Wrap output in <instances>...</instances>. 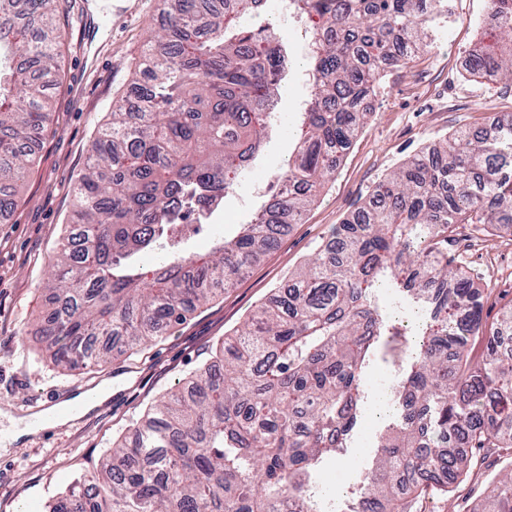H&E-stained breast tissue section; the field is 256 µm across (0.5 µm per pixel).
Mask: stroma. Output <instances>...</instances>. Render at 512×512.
<instances>
[{"label": "stroma", "mask_w": 512, "mask_h": 512, "mask_svg": "<svg viewBox=\"0 0 512 512\" xmlns=\"http://www.w3.org/2000/svg\"><path fill=\"white\" fill-rule=\"evenodd\" d=\"M104 10L109 13L107 34L83 41L82 14ZM488 10L489 0H445L425 47L407 66L386 70L357 141L314 203L222 296L137 355L69 375L43 350L39 320L46 298L37 284L69 222L72 189L93 138L113 100L126 95L134 81L149 32L166 24L167 16L161 0H62L68 38L61 76L48 89L51 120L35 144L37 162L20 188L16 208L0 222V411L25 416L107 380L112 396L75 425L22 437L0 451V512H45L46 504L91 470L161 394L181 388L210 359L216 344L304 265L364 203L374 184L408 157L460 126L479 131L496 116L512 115V84H489L467 70L471 53L497 40L484 22ZM266 20L287 50L288 78L277 106L287 119L309 94L307 56L299 49L306 33L296 15L279 10L277 0H270ZM477 99L483 110L474 109ZM257 207L251 183L238 180L215 213L210 233L192 238L189 248L202 252L212 237L236 235ZM448 252L484 289V317L495 321L500 308L512 302V224L485 231L460 227ZM394 370L393 363L379 361L367 371V401L348 449L322 470L321 482L337 512H344L349 488L370 467L380 433L398 418L396 408L384 407L382 399L383 379ZM502 470L498 454L484 455L477 477L457 494L430 493L417 503L416 512H474L484 503L488 481Z\"/></svg>", "instance_id": "stroma-1"}]
</instances>
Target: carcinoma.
Listing matches in <instances>:
<instances>
[{"instance_id": "cac0c4a2", "label": "carcinoma", "mask_w": 512, "mask_h": 512, "mask_svg": "<svg viewBox=\"0 0 512 512\" xmlns=\"http://www.w3.org/2000/svg\"><path fill=\"white\" fill-rule=\"evenodd\" d=\"M59 0H0V218L35 164L30 143L50 122L48 80L59 76ZM170 19L149 34L138 106L112 102L75 182L72 224L40 287L50 308L42 344L65 372L100 366L176 325L256 263L280 228L300 217L357 138L365 100L382 73L412 60L438 18L426 0H293L312 20L310 70L318 93L298 114L295 159L273 175L305 188L273 197L205 254L173 236L181 211L212 212L255 163L273 125L286 52L243 35L236 18L255 0H170ZM500 41L470 73L512 81V0H490ZM512 117L478 137L460 128L378 181L367 205L284 292L259 305L190 373L188 386L147 410L132 438L112 443L86 486H71L49 512H280L313 506L309 471L344 447L365 397L362 377L378 349L399 368L400 420L349 512H413L429 492L469 476L489 450L512 453V301L496 324L483 317L474 280L448 259L459 224H512ZM157 251L144 271L136 256ZM385 286L423 304L410 356L404 327L382 314ZM485 343L473 366L466 347ZM484 512H512V470L487 489Z\"/></svg>"}]
</instances>
